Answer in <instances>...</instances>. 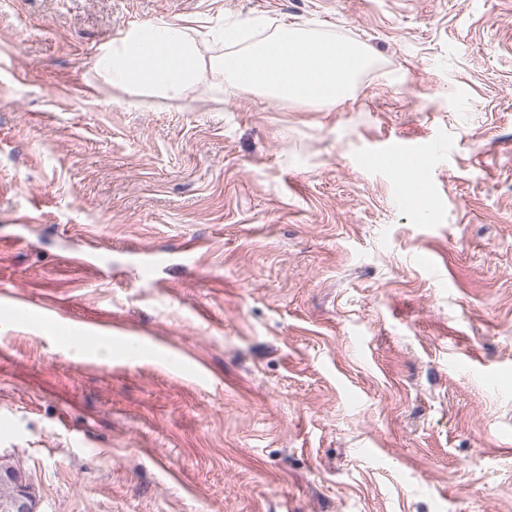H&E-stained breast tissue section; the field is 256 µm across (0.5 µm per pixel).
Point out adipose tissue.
Here are the masks:
<instances>
[{
	"mask_svg": "<svg viewBox=\"0 0 512 512\" xmlns=\"http://www.w3.org/2000/svg\"><path fill=\"white\" fill-rule=\"evenodd\" d=\"M202 28L161 19L131 29L96 61L114 88L179 99L205 75L228 90H251L292 102L333 108L350 99L358 76L371 63L360 43L281 25L249 41L243 25L224 28L222 52H209Z\"/></svg>",
	"mask_w": 512,
	"mask_h": 512,
	"instance_id": "1",
	"label": "adipose tissue"
}]
</instances>
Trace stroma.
<instances>
[{
  "instance_id": "stroma-1",
  "label": "stroma",
  "mask_w": 512,
  "mask_h": 512,
  "mask_svg": "<svg viewBox=\"0 0 512 512\" xmlns=\"http://www.w3.org/2000/svg\"><path fill=\"white\" fill-rule=\"evenodd\" d=\"M161 18L374 62L127 107ZM437 139L424 214L364 163ZM1 456L39 512H512V0H0Z\"/></svg>"
}]
</instances>
